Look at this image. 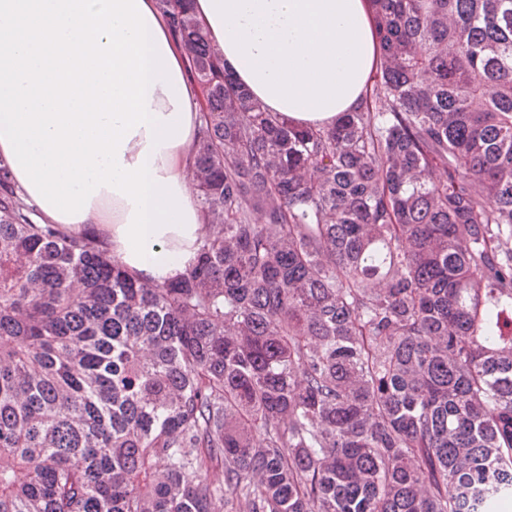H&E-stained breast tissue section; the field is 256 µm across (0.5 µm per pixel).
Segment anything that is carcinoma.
<instances>
[{
  "mask_svg": "<svg viewBox=\"0 0 512 512\" xmlns=\"http://www.w3.org/2000/svg\"><path fill=\"white\" fill-rule=\"evenodd\" d=\"M298 128L158 0L213 228L175 280L40 224L0 160V512H494L512 499V0H372Z\"/></svg>",
  "mask_w": 512,
  "mask_h": 512,
  "instance_id": "obj_1",
  "label": "carcinoma"
}]
</instances>
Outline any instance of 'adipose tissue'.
Wrapping results in <instances>:
<instances>
[{
  "label": "adipose tissue",
  "mask_w": 512,
  "mask_h": 512,
  "mask_svg": "<svg viewBox=\"0 0 512 512\" xmlns=\"http://www.w3.org/2000/svg\"><path fill=\"white\" fill-rule=\"evenodd\" d=\"M192 8L232 77L267 110L296 125H330L354 110L376 69L380 48L372 0H193ZM158 25L186 80L190 129L186 139L162 149L151 164L158 176L176 180L195 224L190 236L168 231L155 239L154 252L169 251L174 261L140 270V277L149 281L179 276L210 232L190 180L192 147L201 124L197 88L166 20ZM130 210L126 200L103 189L86 218L68 228L95 235L120 260L127 251L118 228L126 224Z\"/></svg>",
  "instance_id": "1"
}]
</instances>
